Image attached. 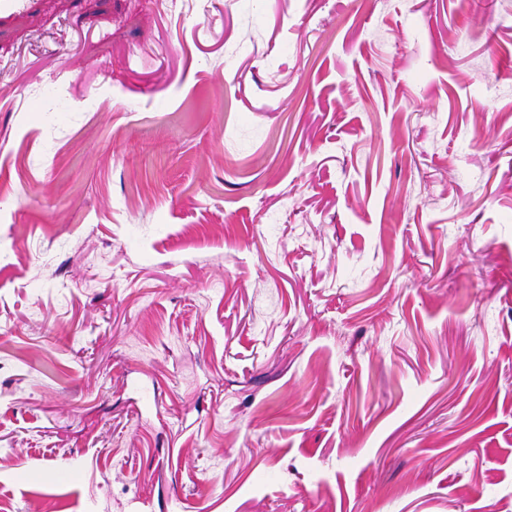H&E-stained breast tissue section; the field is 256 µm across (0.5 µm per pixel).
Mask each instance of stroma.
Instances as JSON below:
<instances>
[{"label":"stroma","mask_w":512,"mask_h":512,"mask_svg":"<svg viewBox=\"0 0 512 512\" xmlns=\"http://www.w3.org/2000/svg\"><path fill=\"white\" fill-rule=\"evenodd\" d=\"M512 512V0L0 14V512Z\"/></svg>","instance_id":"stroma-1"}]
</instances>
